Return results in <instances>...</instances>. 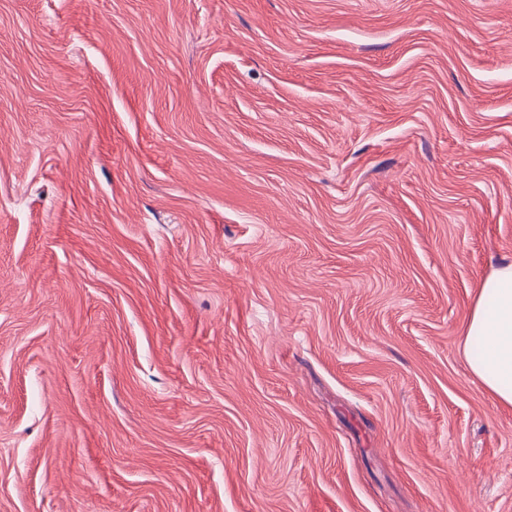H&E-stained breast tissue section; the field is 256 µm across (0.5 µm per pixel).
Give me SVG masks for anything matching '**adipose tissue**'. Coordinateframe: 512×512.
Instances as JSON below:
<instances>
[{
    "mask_svg": "<svg viewBox=\"0 0 512 512\" xmlns=\"http://www.w3.org/2000/svg\"><path fill=\"white\" fill-rule=\"evenodd\" d=\"M478 341L480 351L468 356L471 373L494 398L512 406V261L499 264L480 282L462 332Z\"/></svg>",
    "mask_w": 512,
    "mask_h": 512,
    "instance_id": "obj_1",
    "label": "adipose tissue"
}]
</instances>
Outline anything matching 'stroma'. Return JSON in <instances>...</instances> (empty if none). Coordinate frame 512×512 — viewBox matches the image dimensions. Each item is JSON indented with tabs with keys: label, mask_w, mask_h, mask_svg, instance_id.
<instances>
[{
	"label": "stroma",
	"mask_w": 512,
	"mask_h": 512,
	"mask_svg": "<svg viewBox=\"0 0 512 512\" xmlns=\"http://www.w3.org/2000/svg\"><path fill=\"white\" fill-rule=\"evenodd\" d=\"M506 260L512 0H0V512H512ZM462 336L471 373L499 403L511 407L512 261L500 263L481 280ZM472 340L480 345L476 355L469 354Z\"/></svg>",
	"instance_id": "obj_1"
}]
</instances>
